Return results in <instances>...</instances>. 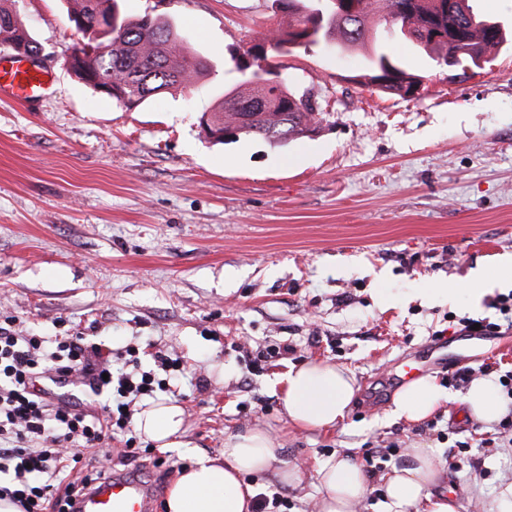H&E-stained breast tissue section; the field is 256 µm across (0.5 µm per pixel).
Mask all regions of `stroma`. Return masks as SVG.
Wrapping results in <instances>:
<instances>
[{"mask_svg":"<svg viewBox=\"0 0 512 512\" xmlns=\"http://www.w3.org/2000/svg\"><path fill=\"white\" fill-rule=\"evenodd\" d=\"M117 5L131 20L167 21L210 73L126 110L69 69L87 41L69 18L72 0H14L56 85L31 104L0 101V317L36 336L136 348L141 370L167 382L155 400L184 409L179 447L140 438L147 453L128 463L118 433L111 470L137 472L154 512H164L176 471L194 454L219 453L226 435L259 426L303 472L294 488L257 478L260 492L287 500L281 512H314L317 463L370 448L386 455L358 512H384L381 478L417 445L464 457L443 476L455 512H494L512 483V447L487 444L493 425L467 415L469 386L453 376L486 362L491 380L512 372V358L490 354L498 337L475 341L458 324L498 321L492 303L512 280L451 304L417 291L462 287L512 257V43L452 78L394 41L423 77L412 98L363 83L366 45L270 53L318 102V131L284 147L260 138L214 146L199 118L243 82L233 55L293 16L276 0ZM383 291L391 304H380ZM273 345L289 346L288 356L254 365ZM158 351L178 360L177 371L159 366ZM418 359L443 402L410 423L391 410L399 369ZM313 360L357 378L350 412L332 430H298L283 414L289 369Z\"/></svg>","mask_w":512,"mask_h":512,"instance_id":"1","label":"stroma"}]
</instances>
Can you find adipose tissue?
<instances>
[{"label":"adipose tissue","instance_id":"adipose-tissue-1","mask_svg":"<svg viewBox=\"0 0 512 512\" xmlns=\"http://www.w3.org/2000/svg\"><path fill=\"white\" fill-rule=\"evenodd\" d=\"M358 387L349 369L326 361L309 362L288 373L282 397L288 420L302 429H326L342 422ZM441 392L428 377L403 386L394 398L392 414L411 422L428 416L440 403ZM467 414L483 421L496 420L503 406L491 380L475 381L463 398ZM183 426V410L171 400L149 404L135 416V429L144 440L162 448L176 447ZM410 461L392 468L383 478L387 512H409L422 505L427 512H454L439 496L442 470L434 448L416 446ZM274 472L287 485L302 480L299 467L286 466L280 444L268 430L257 427L224 439L220 455H198L181 469L167 491L165 512H254L255 485L246 475ZM320 495L316 512H357L372 490V483L357 460L349 454L329 457L316 470Z\"/></svg>","mask_w":512,"mask_h":512}]
</instances>
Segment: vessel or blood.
Masks as SVG:
<instances>
[{"label":"vessel or blood","mask_w":512,"mask_h":512,"mask_svg":"<svg viewBox=\"0 0 512 512\" xmlns=\"http://www.w3.org/2000/svg\"><path fill=\"white\" fill-rule=\"evenodd\" d=\"M55 83L51 71L28 58L0 54V100L28 104ZM151 492L132 472L103 476L80 500L78 512H150Z\"/></svg>","instance_id":"obj_1"}]
</instances>
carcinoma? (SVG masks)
Masks as SVG:
<instances>
[{
    "instance_id": "carcinoma-1",
    "label": "carcinoma",
    "mask_w": 512,
    "mask_h": 512,
    "mask_svg": "<svg viewBox=\"0 0 512 512\" xmlns=\"http://www.w3.org/2000/svg\"><path fill=\"white\" fill-rule=\"evenodd\" d=\"M283 9L297 16L288 28L272 32L279 43L295 41L308 25H314L315 39L300 43L309 48L319 41L332 42L341 48L358 43H372L370 65L365 75L372 82L381 73L391 72L389 82L379 88L401 96L411 86L421 82V76L404 68L401 61L380 44L370 19L378 17L386 31L398 32L405 40L415 32L436 27L449 33L455 21L467 24L471 41L464 45L455 60V66L467 64L476 68L480 62L504 41L506 34L486 36L484 22L490 17L474 9L471 0H459L455 16L437 6V0H370L359 26L348 24L336 8H327L329 0H280ZM70 18L82 17L91 23L96 18L111 16L114 10L108 0H74ZM120 34L101 55H85L83 65H72L74 75L83 83L97 88L100 83L112 84V98L122 94L135 97L139 105L146 99L173 89L187 88L212 69L209 60L193 53L184 38L169 24L157 17L145 15L137 20L125 18L118 22ZM0 45L8 49L23 47L28 56L38 54L39 47L30 34L19 24L14 11L0 6ZM412 45L442 64L450 46L441 40L416 38ZM318 107L307 94H299L289 83L281 86L250 82L224 94L217 108L209 113V121L219 137L214 143H224L221 133L230 139L258 136L273 146H285L291 141L313 133L319 122Z\"/></svg>"
}]
</instances>
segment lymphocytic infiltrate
<instances>
[{"label":"lymphocytic infiltrate","mask_w":512,"mask_h":512,"mask_svg":"<svg viewBox=\"0 0 512 512\" xmlns=\"http://www.w3.org/2000/svg\"><path fill=\"white\" fill-rule=\"evenodd\" d=\"M54 373L81 376L93 393L109 391L111 405L95 410L56 399L37 379ZM154 391L150 372L113 374L102 350L82 336H64L53 347L42 337L0 324V499L20 512H74L77 499L98 478L91 472L66 482L65 468L82 452H100L115 431L126 430L131 405Z\"/></svg>","instance_id":"lymphocytic-infiltrate-1"}]
</instances>
